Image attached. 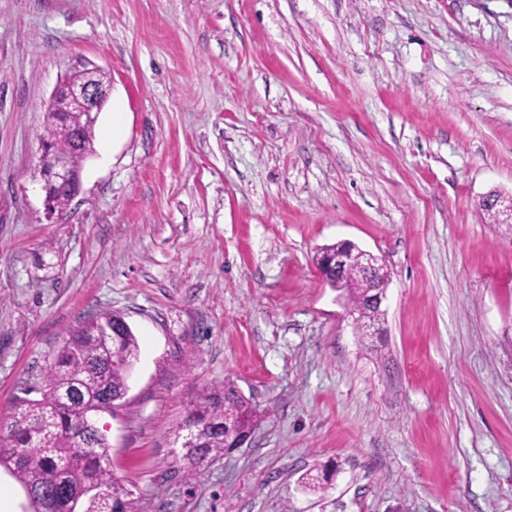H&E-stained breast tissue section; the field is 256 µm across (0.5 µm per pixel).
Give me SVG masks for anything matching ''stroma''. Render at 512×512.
I'll list each match as a JSON object with an SVG mask.
<instances>
[{
	"mask_svg": "<svg viewBox=\"0 0 512 512\" xmlns=\"http://www.w3.org/2000/svg\"><path fill=\"white\" fill-rule=\"evenodd\" d=\"M80 61L111 90L50 221L44 109ZM493 191L512 195V0H0V421L109 310L140 355L95 422L134 512H512ZM344 239L385 261L379 334L317 269ZM222 383L251 438L186 474L179 428Z\"/></svg>",
	"mask_w": 512,
	"mask_h": 512,
	"instance_id": "stroma-1",
	"label": "stroma"
}]
</instances>
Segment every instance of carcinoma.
<instances>
[{
  "label": "carcinoma",
  "instance_id": "obj_1",
  "mask_svg": "<svg viewBox=\"0 0 512 512\" xmlns=\"http://www.w3.org/2000/svg\"><path fill=\"white\" fill-rule=\"evenodd\" d=\"M44 137L53 151L69 156L78 173L94 154L95 127L86 124L80 112L62 118L46 110ZM343 280L348 304L357 311V329L380 324L382 313L371 304L372 283L355 268L347 270ZM120 319L105 311L73 330L46 368L41 397L17 400L10 422L0 425V466L37 499L80 495L98 485L108 490V498L83 499L84 512H128L124 489L96 452L107 446L106 439L93 429H80L74 414L57 404L66 394L87 402L105 393L115 398L126 392L130 366L139 357L138 342L127 326L107 344L99 332L100 326L110 328ZM254 417L251 405L233 387L204 391L187 415L199 431V443L185 457L194 465L224 453L226 439L249 431Z\"/></svg>",
  "mask_w": 512,
  "mask_h": 512
}]
</instances>
